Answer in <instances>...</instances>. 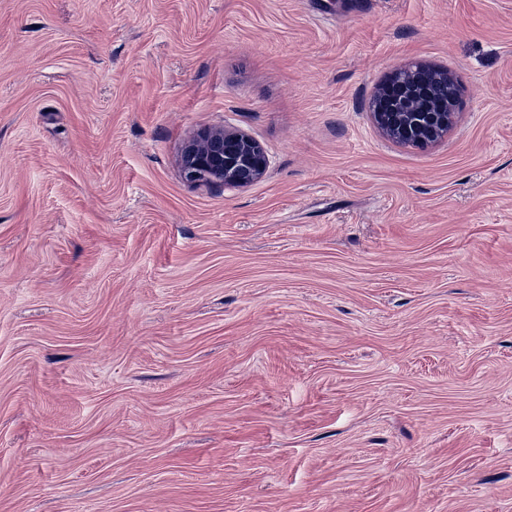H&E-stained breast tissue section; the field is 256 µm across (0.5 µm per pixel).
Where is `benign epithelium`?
Here are the masks:
<instances>
[{"instance_id": "7a95c632", "label": "benign epithelium", "mask_w": 512, "mask_h": 512, "mask_svg": "<svg viewBox=\"0 0 512 512\" xmlns=\"http://www.w3.org/2000/svg\"><path fill=\"white\" fill-rule=\"evenodd\" d=\"M454 88L446 70L424 64L398 69L374 96L373 122L398 143L426 147L447 135L456 121L459 96ZM268 164L258 141L242 131L220 127L188 142L182 174L191 183L238 188L259 181Z\"/></svg>"}]
</instances>
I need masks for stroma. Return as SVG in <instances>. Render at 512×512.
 Wrapping results in <instances>:
<instances>
[{
    "mask_svg": "<svg viewBox=\"0 0 512 512\" xmlns=\"http://www.w3.org/2000/svg\"><path fill=\"white\" fill-rule=\"evenodd\" d=\"M0 512H512V0H0ZM446 70L424 64L396 70L376 92L371 116L388 138L412 147H426L445 135L457 118L459 96ZM268 164L258 141L242 131L220 127L188 142L182 156V174L191 183L238 188L259 181Z\"/></svg>",
    "mask_w": 512,
    "mask_h": 512,
    "instance_id": "35a3bbf8",
    "label": "stroma"
}]
</instances>
